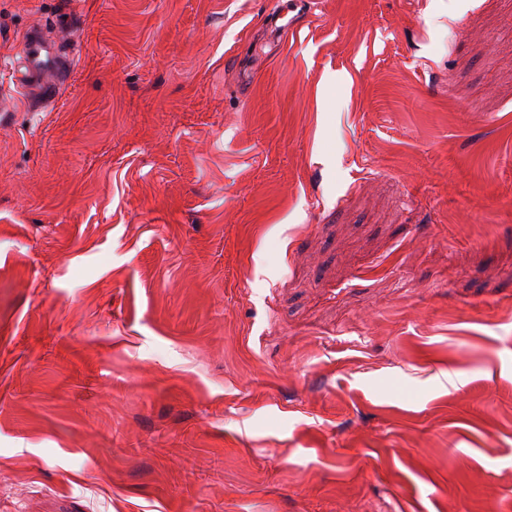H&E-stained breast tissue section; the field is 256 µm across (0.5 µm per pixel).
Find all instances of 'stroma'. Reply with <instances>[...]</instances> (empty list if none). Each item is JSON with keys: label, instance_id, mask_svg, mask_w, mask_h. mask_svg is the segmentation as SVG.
Masks as SVG:
<instances>
[{"label": "stroma", "instance_id": "obj_1", "mask_svg": "<svg viewBox=\"0 0 512 512\" xmlns=\"http://www.w3.org/2000/svg\"><path fill=\"white\" fill-rule=\"evenodd\" d=\"M275 2L0 0V512H512V0ZM313 1L309 0H291L287 3H278L277 9L272 15L271 25L277 31L282 33L292 31L297 24L300 12L305 13L312 9ZM299 9L296 15L290 16ZM24 74L15 80L17 91L29 98L34 95L46 99L57 93L58 77L63 60L56 48L42 43L35 35L26 34L22 40Z\"/></svg>", "mask_w": 512, "mask_h": 512}]
</instances>
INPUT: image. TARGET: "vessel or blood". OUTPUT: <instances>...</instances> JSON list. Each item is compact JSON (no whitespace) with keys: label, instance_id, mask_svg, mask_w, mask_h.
Instances as JSON below:
<instances>
[{"label":"vessel or blood","instance_id":"1","mask_svg":"<svg viewBox=\"0 0 512 512\" xmlns=\"http://www.w3.org/2000/svg\"><path fill=\"white\" fill-rule=\"evenodd\" d=\"M312 8L311 0H282L272 15L271 25L275 30L288 32L297 24V12H307ZM22 59L23 74L16 79L15 85L24 97L40 95L54 97L57 82L63 67V60L56 48L42 43L35 35H25Z\"/></svg>","mask_w":512,"mask_h":512}]
</instances>
